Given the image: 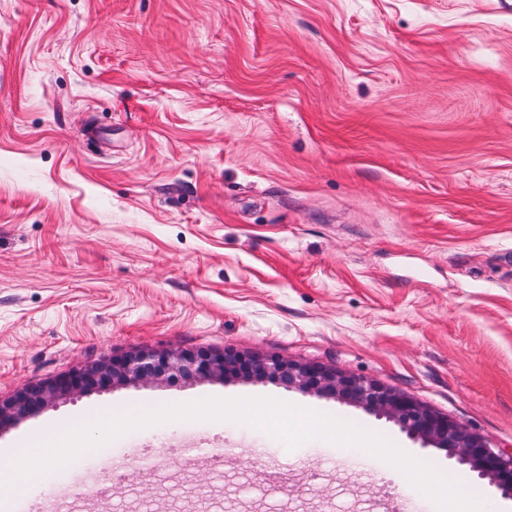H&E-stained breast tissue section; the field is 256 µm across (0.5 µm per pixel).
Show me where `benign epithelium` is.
Masks as SVG:
<instances>
[{"label":"benign epithelium","mask_w":512,"mask_h":512,"mask_svg":"<svg viewBox=\"0 0 512 512\" xmlns=\"http://www.w3.org/2000/svg\"><path fill=\"white\" fill-rule=\"evenodd\" d=\"M273 381L287 390L333 398L393 422L422 447L448 456L476 472L503 498H512V449L495 448L481 435L415 398L385 389L363 377L318 362L294 363L239 353L196 350H142L103 358L83 368L0 398V430L89 392L119 386H163L174 381Z\"/></svg>","instance_id":"obj_1"}]
</instances>
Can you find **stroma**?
Segmentation results:
<instances>
[{"label": "stroma", "mask_w": 512, "mask_h": 512, "mask_svg": "<svg viewBox=\"0 0 512 512\" xmlns=\"http://www.w3.org/2000/svg\"><path fill=\"white\" fill-rule=\"evenodd\" d=\"M144 348L318 361L512 448V0H0V396ZM272 397L121 386L0 431ZM197 442L224 464L187 463ZM437 512L395 467L227 421L130 432L6 512Z\"/></svg>", "instance_id": "stroma-1"}]
</instances>
